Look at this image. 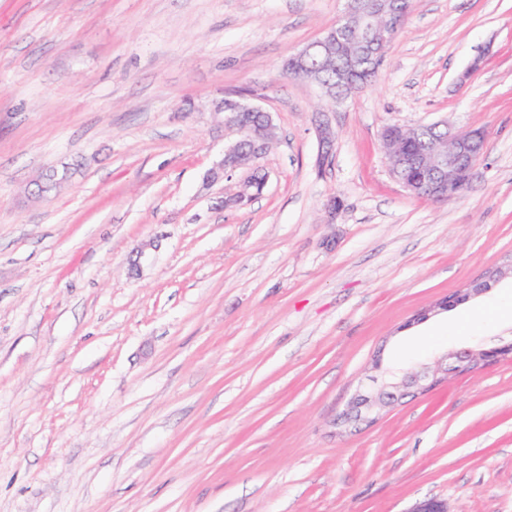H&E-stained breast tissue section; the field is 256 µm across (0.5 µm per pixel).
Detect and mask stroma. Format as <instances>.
<instances>
[{
	"label": "stroma",
	"mask_w": 512,
	"mask_h": 512,
	"mask_svg": "<svg viewBox=\"0 0 512 512\" xmlns=\"http://www.w3.org/2000/svg\"><path fill=\"white\" fill-rule=\"evenodd\" d=\"M344 7L0 0V512H512L510 360L333 424L375 357L512 333L510 279L411 322L512 265V0H413L377 79L325 113L283 66ZM236 92L278 141L210 183ZM437 122L488 134L447 203L381 142ZM257 168L262 194L218 207ZM500 272L501 274L498 275L496 272ZM495 273V274H494ZM505 273L501 269H496L493 271H489L486 273V275L483 277L481 281L477 280L475 283L473 282L469 288L465 289V292L462 294H451L448 295L446 298L438 302L433 309H430L428 311H424L421 313L416 314L413 319L411 320L412 324L420 323L423 321H426L430 318V315L432 313H439L441 311H448L452 309L453 307L457 306L460 302L463 300H469L472 297H476L481 295V292L488 290L491 288V282H497ZM500 281V280H499ZM473 285V286H472ZM472 287V288H471Z\"/></svg>",
	"instance_id": "obj_1"
}]
</instances>
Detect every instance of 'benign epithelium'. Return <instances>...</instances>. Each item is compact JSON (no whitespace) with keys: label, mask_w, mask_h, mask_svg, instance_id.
Instances as JSON below:
<instances>
[{"label":"benign epithelium","mask_w":512,"mask_h":512,"mask_svg":"<svg viewBox=\"0 0 512 512\" xmlns=\"http://www.w3.org/2000/svg\"><path fill=\"white\" fill-rule=\"evenodd\" d=\"M397 14V0H346V8L336 25L327 30L319 39L299 50L295 57L309 59L319 57L328 62L336 54V40L353 41L365 31H372L373 41L364 45L361 52L367 62L380 58V46L392 36L389 20ZM227 104L220 105L224 113V125L235 135V140L224 148V156L207 172L206 180L218 181L229 173L247 166L260 158L261 154L275 139L276 127L271 113L252 104L241 95L226 96ZM263 112L265 122L259 128L244 126L238 122L237 111ZM441 124L426 126L427 135L413 143L424 147L421 163L415 170L405 169V158L398 152L401 141L410 135L411 129L397 125L387 126L382 131V141L390 161V172L408 192L436 202H449L463 196L472 185L477 167L487 154V134L482 129H452L439 137L435 131ZM257 143L253 151L241 150L244 143ZM263 188L255 179H249L233 198L224 204L242 205L260 195ZM501 276L490 271L483 280L473 283L462 294H451L438 302L432 309L416 314L409 324L423 322L433 313L448 311L460 302L481 295L491 288V283ZM512 360V336L500 337L498 342L484 348L476 346L436 357L430 364L415 369H393L383 366L382 354H377L374 369L377 374L361 387L352 397L337 423L357 428L376 421L379 411L407 398L423 395L450 375L464 374L480 364ZM407 512H448L446 503L438 498H426L415 502Z\"/></svg>","instance_id":"obj_1"}]
</instances>
